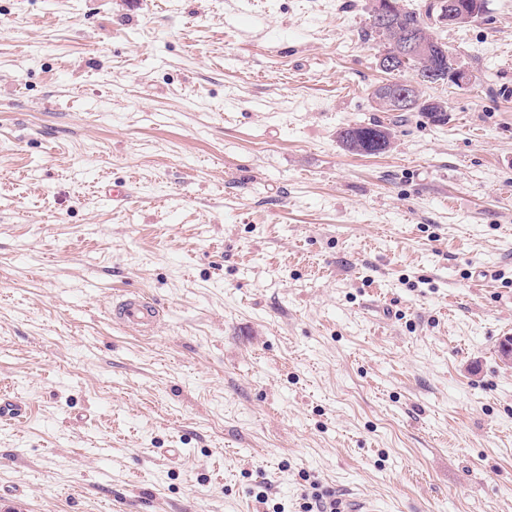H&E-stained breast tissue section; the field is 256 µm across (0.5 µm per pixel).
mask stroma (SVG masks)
Segmentation results:
<instances>
[{
  "label": "stroma",
  "instance_id": "obj_1",
  "mask_svg": "<svg viewBox=\"0 0 512 512\" xmlns=\"http://www.w3.org/2000/svg\"><path fill=\"white\" fill-rule=\"evenodd\" d=\"M372 3L0 0V512H512V0L437 27L444 125ZM404 112H420L433 123L444 122L448 119V106L445 101L432 98L423 99L421 96L413 107ZM345 126L337 132L341 147L352 154L374 155L388 151L393 144L389 127L381 124ZM114 323L145 336L154 331L160 317L157 304L143 294L122 295L108 310ZM323 499V495L314 494V502L304 506L305 512H381V508L375 502L367 499H341L337 507L336 498L329 501Z\"/></svg>",
  "mask_w": 512,
  "mask_h": 512
}]
</instances>
